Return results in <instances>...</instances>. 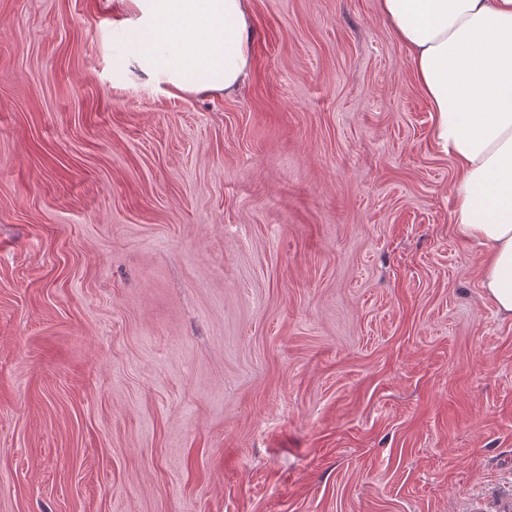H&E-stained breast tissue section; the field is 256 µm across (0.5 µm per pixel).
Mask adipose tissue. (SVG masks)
<instances>
[{"label": "adipose tissue", "instance_id": "ef3b65f1", "mask_svg": "<svg viewBox=\"0 0 512 512\" xmlns=\"http://www.w3.org/2000/svg\"><path fill=\"white\" fill-rule=\"evenodd\" d=\"M406 47L434 137L458 172L453 225L484 250L481 288L512 321V0H379ZM127 83L234 94L252 71L250 0H112Z\"/></svg>", "mask_w": 512, "mask_h": 512}]
</instances>
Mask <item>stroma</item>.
<instances>
[{
  "instance_id": "35a3bbf8",
  "label": "stroma",
  "mask_w": 512,
  "mask_h": 512,
  "mask_svg": "<svg viewBox=\"0 0 512 512\" xmlns=\"http://www.w3.org/2000/svg\"><path fill=\"white\" fill-rule=\"evenodd\" d=\"M231 97L120 85L104 0H0V512H469L512 321L379 0H252Z\"/></svg>"
}]
</instances>
